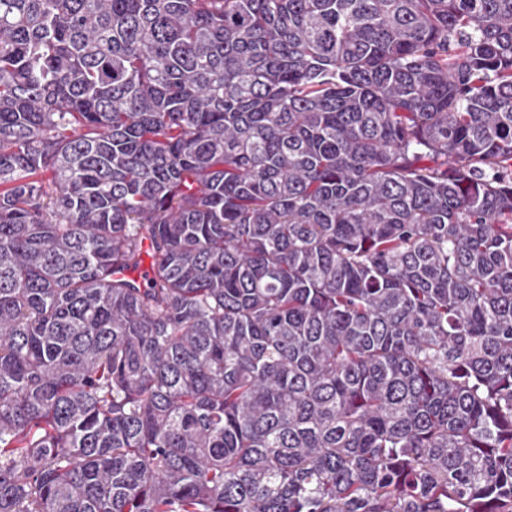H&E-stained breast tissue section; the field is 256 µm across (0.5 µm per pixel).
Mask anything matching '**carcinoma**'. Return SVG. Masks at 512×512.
I'll return each mask as SVG.
<instances>
[{"mask_svg": "<svg viewBox=\"0 0 512 512\" xmlns=\"http://www.w3.org/2000/svg\"><path fill=\"white\" fill-rule=\"evenodd\" d=\"M0 512H512V0H0Z\"/></svg>", "mask_w": 512, "mask_h": 512, "instance_id": "1", "label": "carcinoma"}]
</instances>
